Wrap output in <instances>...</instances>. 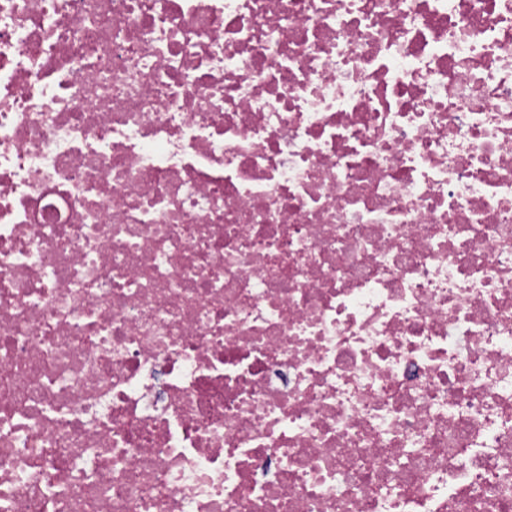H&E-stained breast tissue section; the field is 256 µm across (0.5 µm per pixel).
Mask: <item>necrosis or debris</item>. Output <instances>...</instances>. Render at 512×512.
<instances>
[{
	"instance_id": "4bbe7bcc",
	"label": "necrosis or debris",
	"mask_w": 512,
	"mask_h": 512,
	"mask_svg": "<svg viewBox=\"0 0 512 512\" xmlns=\"http://www.w3.org/2000/svg\"><path fill=\"white\" fill-rule=\"evenodd\" d=\"M0 512H512V0H0Z\"/></svg>"
}]
</instances>
